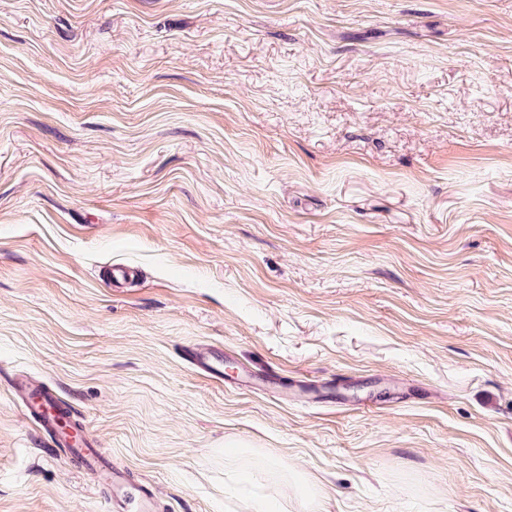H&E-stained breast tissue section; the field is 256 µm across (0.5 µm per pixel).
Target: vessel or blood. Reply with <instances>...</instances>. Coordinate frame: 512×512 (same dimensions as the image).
<instances>
[{
  "label": "vessel or blood",
  "mask_w": 512,
  "mask_h": 512,
  "mask_svg": "<svg viewBox=\"0 0 512 512\" xmlns=\"http://www.w3.org/2000/svg\"><path fill=\"white\" fill-rule=\"evenodd\" d=\"M191 357L207 376L223 380L224 370L219 360L214 359L207 349L194 348ZM11 387L14 395L25 406L30 419L52 437L57 445L65 448L71 459L83 465L97 482L110 489L114 512H120L130 485L126 468L95 448L77 427H64L65 416L61 401L40 382L30 378H17L13 380Z\"/></svg>",
  "instance_id": "1"
}]
</instances>
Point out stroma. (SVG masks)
<instances>
[{
	"mask_svg": "<svg viewBox=\"0 0 512 512\" xmlns=\"http://www.w3.org/2000/svg\"><path fill=\"white\" fill-rule=\"evenodd\" d=\"M17 373L155 512H512V0H0V512H110ZM212 354L213 353H210L207 349L202 347L193 348L191 352V361L203 370L207 376L224 382V370L221 368V360H214V356Z\"/></svg>",
	"mask_w": 512,
	"mask_h": 512,
	"instance_id": "stroma-1",
	"label": "stroma"
}]
</instances>
